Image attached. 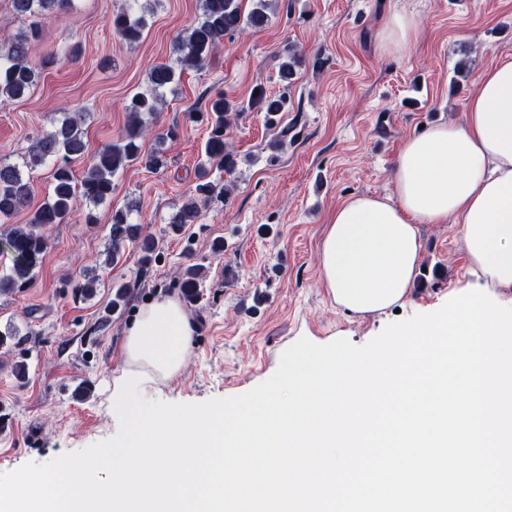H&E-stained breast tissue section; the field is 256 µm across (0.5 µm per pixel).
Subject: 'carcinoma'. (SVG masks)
<instances>
[{
	"instance_id": "1",
	"label": "carcinoma",
	"mask_w": 512,
	"mask_h": 512,
	"mask_svg": "<svg viewBox=\"0 0 512 512\" xmlns=\"http://www.w3.org/2000/svg\"><path fill=\"white\" fill-rule=\"evenodd\" d=\"M70 0H11L13 13L29 21L30 33L0 40V101L18 100L35 86L36 71L29 61L30 39L37 35L41 22L53 11L65 8ZM266 0L247 13L242 11L241 0H203L202 16L187 27L177 38L178 66H154L149 74L150 89L134 94L126 105L128 121L117 140L103 147L87 164L81 174L74 173L72 163L85 154L86 143L80 129L82 113L67 112L53 131L37 136L19 164L0 163V220L8 221L30 206V174L36 169L52 164V190L47 200L36 210L26 224H9L0 230V246L12 256V265L0 273V295H11L36 276L44 255L49 248L45 230L55 224H64L74 211L76 198L96 206L112 198L113 178L133 164L150 170L166 166L164 151L158 147L143 151L142 142L148 132L149 119L158 112L159 91L175 83L181 72L199 70L217 49L224 37L248 27L260 29L269 17ZM112 31L129 43H137L146 27L145 18H135L128 10L112 14L108 20ZM302 59L286 50L279 64L278 77L283 91L272 95L262 86L259 94L250 96L247 105L237 104L219 93L209 101L208 110L189 111L192 123L207 125L208 137L204 154L217 162L229 174L236 167L233 153L228 149L227 136L232 120L245 111L264 113L266 124L275 128L281 123L282 112L288 109V89L292 86ZM195 195L183 202L169 217V228L180 234L188 224L198 221L199 203L220 200L228 189L208 177V170L201 168ZM132 206L112 210L109 224L105 264H112L127 246L132 244L141 253V262L151 264L157 250L155 237L145 232L140 224L130 220ZM189 261L180 270L179 284L184 298L195 303L203 287V266L192 262L190 249L183 251Z\"/></svg>"
}]
</instances>
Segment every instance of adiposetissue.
Masks as SVG:
<instances>
[{
	"instance_id": "obj_1",
	"label": "adipose tissue",
	"mask_w": 512,
	"mask_h": 512,
	"mask_svg": "<svg viewBox=\"0 0 512 512\" xmlns=\"http://www.w3.org/2000/svg\"><path fill=\"white\" fill-rule=\"evenodd\" d=\"M418 21L400 10L386 19L383 52L415 41ZM390 196L353 195L334 211L319 253L323 283L337 306L378 315L407 299L420 269L425 224H454L471 273L512 305V59L477 76L461 121L405 138ZM194 327L177 297L137 310L125 331L122 368L154 381L179 373Z\"/></svg>"
}]
</instances>
